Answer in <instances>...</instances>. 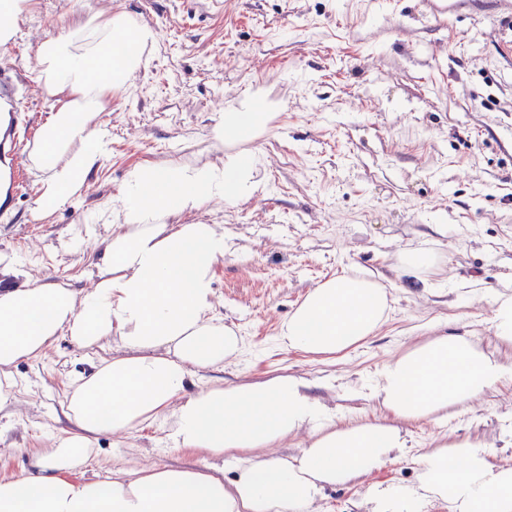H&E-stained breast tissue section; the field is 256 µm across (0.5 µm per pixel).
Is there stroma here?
<instances>
[{
    "mask_svg": "<svg viewBox=\"0 0 512 512\" xmlns=\"http://www.w3.org/2000/svg\"><path fill=\"white\" fill-rule=\"evenodd\" d=\"M19 36L0 49V96L14 99L37 136L53 99L29 76L44 36L130 12L158 39L128 90L96 118L106 157L73 199L37 214L45 175L23 161L12 209L0 211V253L45 282L81 292L99 280L95 222L120 203L127 172L172 161L201 165L235 152L213 138L225 105L262 90L277 103L250 142L264 190L176 216L224 227L214 269L215 312L244 340L241 353L195 382L299 377L337 422L381 421L356 394L389 361L437 336H463L512 367V345L491 328V301L512 293V0H33ZM424 246L438 256L431 287L405 276L399 257ZM359 270L390 285L392 312L376 335L334 356L280 346L281 322L318 283ZM63 336L18 362L10 407L0 410V476L28 468L68 429L62 403L78 371L110 357ZM512 377L439 420L403 424L409 447L379 472L327 489L324 512H362L368 487L413 483L416 458L445 443L477 441L512 458ZM167 420L97 439L85 474L101 479L151 465H207L166 441Z\"/></svg>",
    "mask_w": 512,
    "mask_h": 512,
    "instance_id": "obj_1",
    "label": "stroma"
}]
</instances>
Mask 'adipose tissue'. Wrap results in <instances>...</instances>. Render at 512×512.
I'll use <instances>...</instances> for the list:
<instances>
[{"label":"adipose tissue","instance_id":"ef3b65f1","mask_svg":"<svg viewBox=\"0 0 512 512\" xmlns=\"http://www.w3.org/2000/svg\"><path fill=\"white\" fill-rule=\"evenodd\" d=\"M156 40L136 15L119 13L40 42L33 77L57 108L29 154L46 174L37 211L71 200L106 157L96 113L127 87ZM268 106L257 90L225 107L212 132L237 150L222 163L128 171L93 291L45 283L0 256V408L13 397V365L42 353L60 332L81 346L120 349L72 381L63 406L70 429L34 456L30 471L0 477V512H322L326 488L350 484L402 454L407 441L399 422L470 404L512 375L465 337L442 336L378 373L369 396L389 413L386 422L337 425L306 382L290 375L188 393L191 369L219 367L239 354L242 340L215 313L213 269L224 257L223 226L170 221L262 191L255 178L261 159L246 145L261 134ZM391 310L386 285L352 271L312 288L281 324L278 340L304 353H341L374 335ZM162 417L171 421L173 448L204 453L209 466L81 477L96 436L127 434ZM305 430L311 441L298 455H275ZM416 464L413 484L371 485L366 512H424L434 501L448 512H512V463L493 461L480 444H445Z\"/></svg>","mask_w":512,"mask_h":512}]
</instances>
